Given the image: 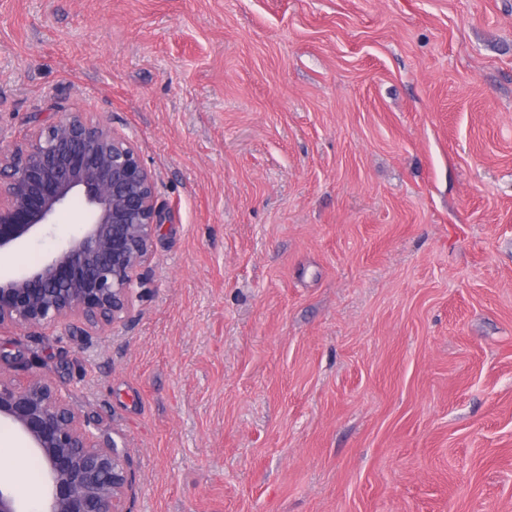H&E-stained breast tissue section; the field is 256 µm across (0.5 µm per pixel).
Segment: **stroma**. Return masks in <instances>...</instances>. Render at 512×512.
<instances>
[{"instance_id":"stroma-1","label":"stroma","mask_w":512,"mask_h":512,"mask_svg":"<svg viewBox=\"0 0 512 512\" xmlns=\"http://www.w3.org/2000/svg\"><path fill=\"white\" fill-rule=\"evenodd\" d=\"M76 113L163 222L128 322L0 371L125 450L127 512H512V0H0V146Z\"/></svg>"}]
</instances>
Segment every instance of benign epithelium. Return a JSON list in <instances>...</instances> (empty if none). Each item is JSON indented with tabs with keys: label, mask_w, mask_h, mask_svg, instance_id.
I'll return each mask as SVG.
<instances>
[{
	"label": "benign epithelium",
	"mask_w": 512,
	"mask_h": 512,
	"mask_svg": "<svg viewBox=\"0 0 512 512\" xmlns=\"http://www.w3.org/2000/svg\"><path fill=\"white\" fill-rule=\"evenodd\" d=\"M76 195L88 211L83 231L35 267L0 275V329L65 324L86 336L129 319L162 217L154 175L112 126L74 114L34 131L23 148L0 149V251L37 235ZM2 420L42 462L39 512H125L124 451L88 429L52 383L37 376L17 386L0 372ZM0 512H23L1 484Z\"/></svg>",
	"instance_id": "7a95c632"
}]
</instances>
